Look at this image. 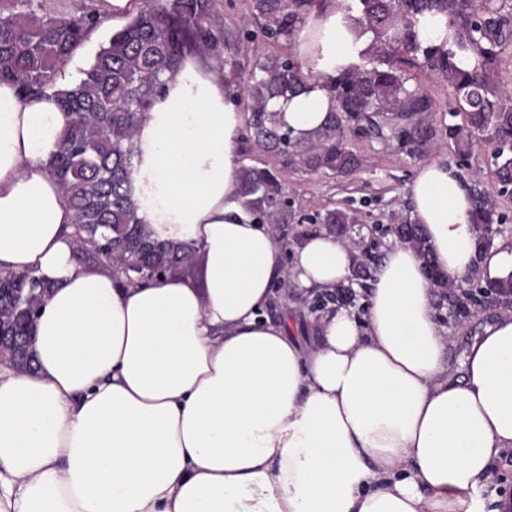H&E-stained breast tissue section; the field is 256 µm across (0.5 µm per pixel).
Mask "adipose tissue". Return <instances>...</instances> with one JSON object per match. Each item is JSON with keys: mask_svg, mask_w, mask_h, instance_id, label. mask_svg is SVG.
Listing matches in <instances>:
<instances>
[{"mask_svg": "<svg viewBox=\"0 0 512 512\" xmlns=\"http://www.w3.org/2000/svg\"><path fill=\"white\" fill-rule=\"evenodd\" d=\"M369 46L353 10L321 0L293 37L311 87L270 109L315 130L328 78ZM66 122L52 95L0 81V271L52 287L35 370L0 367V512H483L482 481L512 451V309L453 376L424 267L504 278L512 242L479 251L453 168L427 163L408 185L430 257L386 249L366 318L331 307L307 343L289 313L268 316L276 283L334 290L354 254L326 233L285 253L242 205L243 114L221 69L188 59L166 81L131 176L140 220L195 241L205 287L128 285L78 262L49 171Z\"/></svg>", "mask_w": 512, "mask_h": 512, "instance_id": "adipose-tissue-1", "label": "adipose tissue"}]
</instances>
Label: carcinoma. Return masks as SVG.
<instances>
[{
	"instance_id": "obj_1",
	"label": "carcinoma",
	"mask_w": 512,
	"mask_h": 512,
	"mask_svg": "<svg viewBox=\"0 0 512 512\" xmlns=\"http://www.w3.org/2000/svg\"><path fill=\"white\" fill-rule=\"evenodd\" d=\"M250 16L267 37L292 47L301 12L320 0H248ZM359 32L372 34L371 49L361 61L339 72L327 90L335 106L324 123L302 138L269 110V102L306 90L310 75L293 52L256 59L245 90L246 128L255 148L283 158L282 166L298 164L313 172L347 176L362 161L347 147L345 122L383 134L388 115L428 129L432 102L410 69H422L443 80L453 98V112L462 121L447 127L448 146L468 162L478 135L489 131L496 143V175L503 188L512 186V94L501 88L499 68L512 53V12L503 13L494 0H358ZM446 18L442 42L421 37L422 18ZM97 25L92 17L56 18L33 12L0 9V81H12L25 97L50 91L70 117L49 168L76 217L72 237L76 257L111 268L128 284L144 282V270L182 271L197 255L195 242L160 235L141 223L130 179L138 154L137 129L161 93L162 77L172 78L191 53L217 55L214 29L222 25L212 13V0H148L83 71L79 83L57 84L58 74L87 33ZM474 53L477 65L462 69L459 58ZM238 195L246 209L269 225L276 241L300 246L307 230L292 228L281 239L284 226L294 223L288 206L284 173L269 167L243 165L237 174ZM473 221L478 246L493 245L491 226L496 207L484 191H473ZM324 230L347 243L365 239L354 228L355 218L342 209H328ZM402 243L426 258L439 303L467 312L469 296L441 273L430 258L424 225L410 216L390 227ZM375 259L366 249L355 255L352 279L371 278ZM50 287L31 272H0V336H19L10 350V366L27 372L34 368L29 336L31 314ZM482 292L504 306H512V275L482 286Z\"/></svg>"
}]
</instances>
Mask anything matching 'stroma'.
<instances>
[{
	"label": "stroma",
	"mask_w": 512,
	"mask_h": 512,
	"mask_svg": "<svg viewBox=\"0 0 512 512\" xmlns=\"http://www.w3.org/2000/svg\"><path fill=\"white\" fill-rule=\"evenodd\" d=\"M214 12L222 19L223 27L217 37L230 41L221 48L219 56L199 58L202 68H210L218 60L237 58L244 68H251L258 54L280 53V45L258 34L252 23L247 0H213ZM424 87L433 103L430 116L431 132L424 137L397 139L387 133L381 137L368 136L355 126H347L349 148L363 159L362 168L352 176L340 178L324 173H313L300 167L288 170V198L296 216L305 217L329 207L342 208L354 215L366 227H384L394 217L411 213L407 186L418 168L428 162L439 161L454 167L461 179H468L471 169L481 173V187L497 203L501 222L497 225V238L512 239V193H502L495 173L492 143L477 141L469 167H462L449 149L445 135L448 125L457 118L449 110L448 86L445 82L428 77ZM470 313L459 316L447 305L436 308V316L448 333V361L458 366L465 349L484 325L498 313L487 299L477 298L469 305Z\"/></svg>",
	"instance_id": "obj_1"
}]
</instances>
